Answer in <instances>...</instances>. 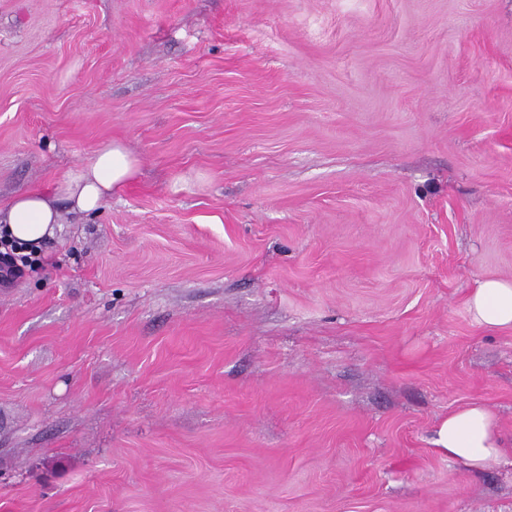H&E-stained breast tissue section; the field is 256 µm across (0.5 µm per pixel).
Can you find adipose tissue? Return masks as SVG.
Wrapping results in <instances>:
<instances>
[{"instance_id": "adipose-tissue-1", "label": "adipose tissue", "mask_w": 512, "mask_h": 512, "mask_svg": "<svg viewBox=\"0 0 512 512\" xmlns=\"http://www.w3.org/2000/svg\"><path fill=\"white\" fill-rule=\"evenodd\" d=\"M138 172L139 161L124 143L108 140L88 163L78 165L58 181L51 193L24 191L0 207V234L16 246L37 247L53 237L59 227L57 200L68 201L74 211L95 213ZM467 306L479 326L490 331L512 330V281H477ZM434 443L447 452L449 459L471 470L496 467L506 456L498 420L481 403L449 413L437 430Z\"/></svg>"}]
</instances>
